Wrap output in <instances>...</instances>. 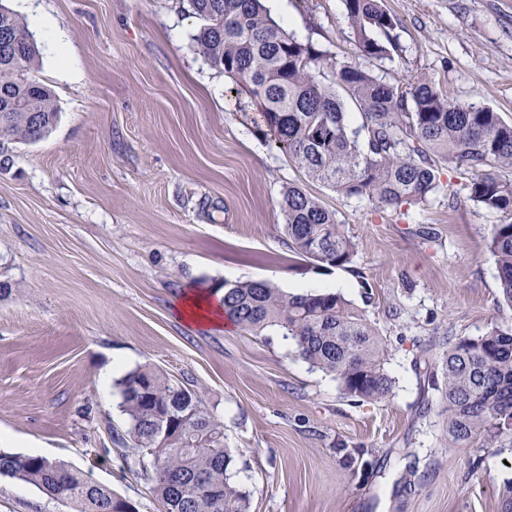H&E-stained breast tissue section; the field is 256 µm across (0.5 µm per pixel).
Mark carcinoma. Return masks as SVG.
<instances>
[{
  "label": "carcinoma",
  "mask_w": 512,
  "mask_h": 512,
  "mask_svg": "<svg viewBox=\"0 0 512 512\" xmlns=\"http://www.w3.org/2000/svg\"><path fill=\"white\" fill-rule=\"evenodd\" d=\"M342 2L361 56L391 61L401 54L399 21L382 0ZM189 7L201 20L194 34L199 51L253 99L271 137L308 178L348 199L423 206L441 191L439 165L466 176L469 201L507 216L491 225L488 249L502 298L512 305V179L501 175L512 168V122L490 107L448 99L429 77L405 86L339 63L288 33L264 0H189ZM28 33L0 3V94L18 99L15 111L0 115L1 140L29 143L33 126L48 133L57 121L53 93L34 75L41 52L36 41H24ZM6 36L23 58V82L13 67L15 52L4 49ZM338 88L359 109L358 125ZM279 208L288 251L324 268L353 262L356 243L318 198L290 185ZM224 315L245 332L273 330L293 340L302 359L336 376L356 401L381 402L392 392L381 334L337 293L292 294L263 280L245 281L224 289ZM442 345L437 387L448 441L494 448L512 440V327L445 336ZM120 386L129 428L119 443L148 460L145 476L166 512H249L247 493L230 478L224 426L196 391L151 368L134 370ZM168 406L184 422L165 435L155 412ZM0 474L69 501L74 512H102L113 497L104 486L87 490L80 472L61 461L50 471L32 456L3 452Z\"/></svg>",
  "instance_id": "obj_1"
}]
</instances>
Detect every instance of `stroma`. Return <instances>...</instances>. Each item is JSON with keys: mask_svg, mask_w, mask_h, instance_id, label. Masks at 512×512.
Wrapping results in <instances>:
<instances>
[{"mask_svg": "<svg viewBox=\"0 0 512 512\" xmlns=\"http://www.w3.org/2000/svg\"><path fill=\"white\" fill-rule=\"evenodd\" d=\"M41 48L36 78L58 118L34 143H0V433L88 481L164 512L143 464L117 446L119 383L149 366L201 393L224 425L231 479L250 512H500L512 447L443 438L428 382L443 336L512 325L486 241L500 214L461 196L441 167L426 207L342 197L307 178L265 134L248 96L213 69L187 0H5ZM403 53L359 60L342 0H267L299 40L512 122V0H384ZM335 212L357 253L320 269L289 252L288 185ZM265 280L342 295L376 324L393 381L386 400L347 397L293 341L197 327L184 294ZM121 361L113 370V361ZM365 451L347 464V450ZM0 512H74L0 475Z\"/></svg>", "mask_w": 512, "mask_h": 512, "instance_id": "1", "label": "stroma"}]
</instances>
